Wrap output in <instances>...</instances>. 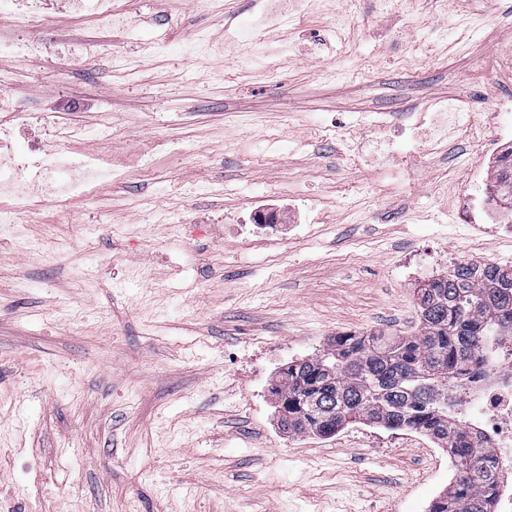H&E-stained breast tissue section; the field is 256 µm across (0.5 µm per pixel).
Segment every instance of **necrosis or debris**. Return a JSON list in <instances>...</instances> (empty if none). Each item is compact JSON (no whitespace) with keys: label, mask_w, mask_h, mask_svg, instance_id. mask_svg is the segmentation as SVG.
Returning a JSON list of instances; mask_svg holds the SVG:
<instances>
[{"label":"necrosis or debris","mask_w":512,"mask_h":512,"mask_svg":"<svg viewBox=\"0 0 512 512\" xmlns=\"http://www.w3.org/2000/svg\"><path fill=\"white\" fill-rule=\"evenodd\" d=\"M266 2V8L233 36L242 58H271L265 32L305 16L310 0ZM484 124L481 114L457 98L437 102L430 112L407 116L403 126L425 152L443 149L449 135L475 134ZM33 128L45 129L46 135L31 145L27 157H20L14 142ZM68 139V133L61 131L49 113L22 108L11 90L0 91V238L11 234L27 209L44 205L40 194L44 180L55 179L53 202L63 205L86 196L92 188L121 179V172L100 156L68 155ZM459 398L468 424L489 439L490 457L498 471L512 475V356L492 360L488 378L479 386L461 389Z\"/></svg>","instance_id":"necrosis-or-debris-1"}]
</instances>
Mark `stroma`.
<instances>
[{
    "label": "stroma",
    "instance_id": "obj_1",
    "mask_svg": "<svg viewBox=\"0 0 512 512\" xmlns=\"http://www.w3.org/2000/svg\"><path fill=\"white\" fill-rule=\"evenodd\" d=\"M121 4L131 28L61 0L0 19L62 45L0 53L20 103L126 173L29 219L42 252L0 244V512H427L448 486L431 439L363 421L291 436L270 387L335 336L414 333L443 252L512 268L471 176L512 128V0H317L274 69L231 40L262 0ZM82 39L110 56L83 63ZM456 97L491 122L423 153L414 193L352 163L356 139ZM297 195L315 223L246 233Z\"/></svg>",
    "mask_w": 512,
    "mask_h": 512
}]
</instances>
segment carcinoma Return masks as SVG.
I'll return each mask as SVG.
<instances>
[{
  "label": "carcinoma",
  "instance_id": "1",
  "mask_svg": "<svg viewBox=\"0 0 512 512\" xmlns=\"http://www.w3.org/2000/svg\"><path fill=\"white\" fill-rule=\"evenodd\" d=\"M411 336L346 334L326 351L288 363L272 388L282 428L334 434L366 420L423 433L448 451L454 476L438 512H496L501 481L478 431L464 420L457 390L479 383L488 351L512 337V270L465 261L418 291Z\"/></svg>",
  "mask_w": 512,
  "mask_h": 512
}]
</instances>
